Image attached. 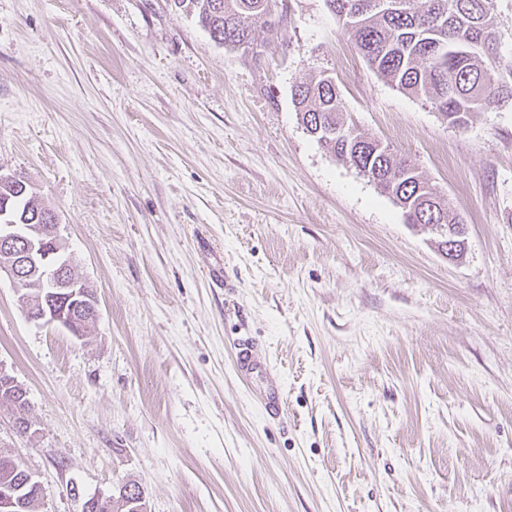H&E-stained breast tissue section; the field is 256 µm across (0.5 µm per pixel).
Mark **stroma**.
<instances>
[{"mask_svg": "<svg viewBox=\"0 0 512 512\" xmlns=\"http://www.w3.org/2000/svg\"><path fill=\"white\" fill-rule=\"evenodd\" d=\"M256 37L227 49L174 0H0V172L99 299L79 339L0 280L31 423L0 406V453L39 512L126 484L146 512H512V100L450 127L326 0H278ZM323 72L463 217L464 262L304 130L292 89ZM236 365L240 374L245 378L262 369L261 362L255 356L252 343L243 341L237 344Z\"/></svg>", "mask_w": 512, "mask_h": 512, "instance_id": "35a3bbf8", "label": "stroma"}]
</instances>
